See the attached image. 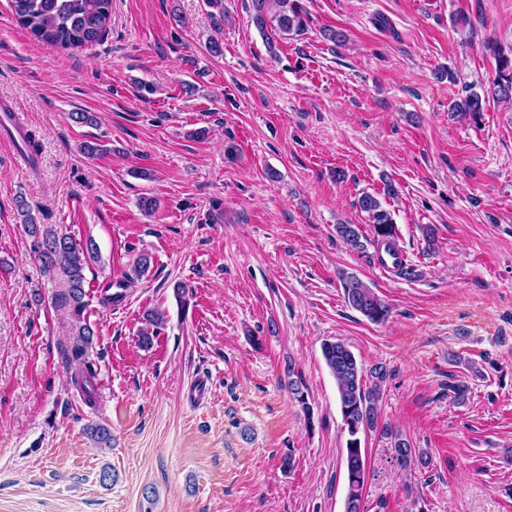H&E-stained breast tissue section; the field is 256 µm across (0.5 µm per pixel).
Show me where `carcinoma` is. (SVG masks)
Instances as JSON below:
<instances>
[{"label":"carcinoma","instance_id":"cac0c4a2","mask_svg":"<svg viewBox=\"0 0 512 512\" xmlns=\"http://www.w3.org/2000/svg\"><path fill=\"white\" fill-rule=\"evenodd\" d=\"M11 11L17 23L28 30L39 43L50 48H81L102 42L111 22L112 0H10ZM254 22L266 40H275L276 33L301 29L304 19L297 0H252ZM497 60L498 78L492 95L497 99H512V56L504 54L499 47L491 48ZM456 112H465L477 119L484 111L481 97L469 93L453 106ZM359 208L372 218L374 240L384 246L388 253H396L397 231L390 214L382 208L379 199L365 193L358 199ZM18 210L25 216L24 227L32 238L31 252L46 270L61 276L66 291L57 298L60 307L69 308L78 314L84 308L85 268L97 255L92 240L81 243L62 228L53 224H38L29 213L25 201H18ZM336 235L354 248L361 246L360 233L353 224L336 225ZM343 297L346 305L361 313L372 323H381L390 313L389 306L354 274L342 276ZM152 327L139 336V345L149 348L154 333L165 324V314L153 310L146 314ZM94 330L85 323L79 327L77 341L64 349L68 362L78 365L72 381L86 400L92 399L91 364L88 361L89 347ZM322 356L336 380L337 402L347 433L343 455L347 475V492L344 512H361L364 487L367 482L366 448L362 438L367 433H379L391 440L394 458L402 469L418 463L427 465L424 452L411 447L398 431L382 425L378 419V405L382 399L381 383L388 375L383 365L364 369L349 346L340 339L326 340L321 345ZM373 378L367 382L365 377ZM286 388L292 398L305 411H310L307 385L302 375L288 369Z\"/></svg>","mask_w":512,"mask_h":512}]
</instances>
